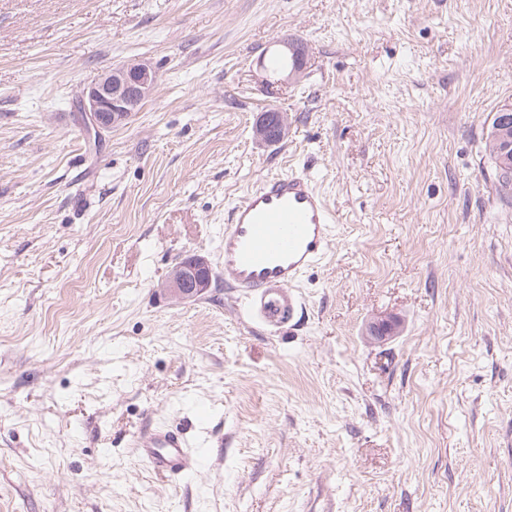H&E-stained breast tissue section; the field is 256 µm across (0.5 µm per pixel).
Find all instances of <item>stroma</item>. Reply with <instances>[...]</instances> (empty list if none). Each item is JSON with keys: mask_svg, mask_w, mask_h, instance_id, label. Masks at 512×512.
Listing matches in <instances>:
<instances>
[{"mask_svg": "<svg viewBox=\"0 0 512 512\" xmlns=\"http://www.w3.org/2000/svg\"><path fill=\"white\" fill-rule=\"evenodd\" d=\"M286 39L302 71L268 68ZM134 60L154 93L88 134L80 91ZM510 101L512 0H0V512H512V197L485 151ZM292 170L337 217L294 319L218 280L173 296ZM155 426L201 465L155 476ZM286 130L287 121L285 116L280 112L267 110L256 123L254 135L259 141L267 143L271 139L272 134L283 139ZM212 278L207 261L199 256L189 257L170 273L167 288L179 298H192L211 287Z\"/></svg>", "mask_w": 512, "mask_h": 512, "instance_id": "35a3bbf8", "label": "stroma"}]
</instances>
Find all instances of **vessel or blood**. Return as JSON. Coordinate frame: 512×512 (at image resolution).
<instances>
[{"instance_id": "1", "label": "vessel or blood", "mask_w": 512, "mask_h": 512, "mask_svg": "<svg viewBox=\"0 0 512 512\" xmlns=\"http://www.w3.org/2000/svg\"><path fill=\"white\" fill-rule=\"evenodd\" d=\"M334 220L306 174L265 178L230 210L217 275L247 300L257 318L272 327L286 325L299 307L296 284L332 245ZM136 448L163 478L180 475L197 461L182 432L166 426L138 434Z\"/></svg>"}]
</instances>
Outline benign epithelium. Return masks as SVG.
I'll return each mask as SVG.
<instances>
[{
	"label": "benign epithelium",
	"mask_w": 512,
	"mask_h": 512,
	"mask_svg": "<svg viewBox=\"0 0 512 512\" xmlns=\"http://www.w3.org/2000/svg\"><path fill=\"white\" fill-rule=\"evenodd\" d=\"M157 82L155 69L147 63H127L104 71L93 83L84 87L77 106L83 112L88 128L100 135L127 122L133 112L151 94ZM287 121L280 112L263 113L254 128V135L262 142L271 135L284 137ZM498 165L512 166V105L500 110L496 119V133L489 144ZM212 278L207 261L192 256L176 265L170 273L167 288L179 298H192L211 287Z\"/></svg>",
	"instance_id": "obj_1"
}]
</instances>
